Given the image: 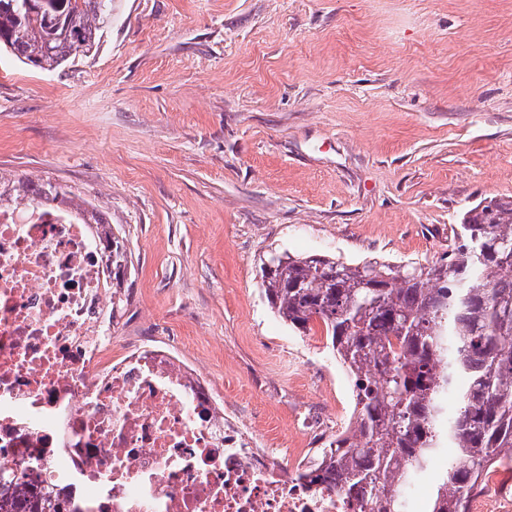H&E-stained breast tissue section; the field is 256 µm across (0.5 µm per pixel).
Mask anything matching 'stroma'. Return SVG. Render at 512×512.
<instances>
[{
    "label": "stroma",
    "instance_id": "1",
    "mask_svg": "<svg viewBox=\"0 0 512 512\" xmlns=\"http://www.w3.org/2000/svg\"><path fill=\"white\" fill-rule=\"evenodd\" d=\"M72 187L119 224L114 346H179L281 461L296 414L342 430L348 371L261 290L273 252L434 261L512 199V0H112L96 52L0 55V173Z\"/></svg>",
    "mask_w": 512,
    "mask_h": 512
}]
</instances>
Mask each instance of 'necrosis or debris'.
<instances>
[{"label":"necrosis or debris","mask_w":512,"mask_h":512,"mask_svg":"<svg viewBox=\"0 0 512 512\" xmlns=\"http://www.w3.org/2000/svg\"><path fill=\"white\" fill-rule=\"evenodd\" d=\"M94 225L0 208V472L78 512H351L284 474L171 347H112Z\"/></svg>","instance_id":"1"}]
</instances>
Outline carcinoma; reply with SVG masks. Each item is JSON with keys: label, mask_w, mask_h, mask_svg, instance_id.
<instances>
[{"label": "carcinoma", "mask_w": 512, "mask_h": 512, "mask_svg": "<svg viewBox=\"0 0 512 512\" xmlns=\"http://www.w3.org/2000/svg\"><path fill=\"white\" fill-rule=\"evenodd\" d=\"M112 0H0V51L53 71L98 47ZM53 205L99 226L120 307L128 270L120 225L49 179L0 174V204ZM455 247L438 262L345 263L283 253L262 268L270 307L304 330L320 320L346 365L354 429L313 463L314 481L357 512H404L401 491L452 449L431 512H467L479 474L512 455V200L466 211ZM0 512H73L34 495L23 476L3 482Z\"/></svg>", "instance_id": "cac0c4a2"}]
</instances>
